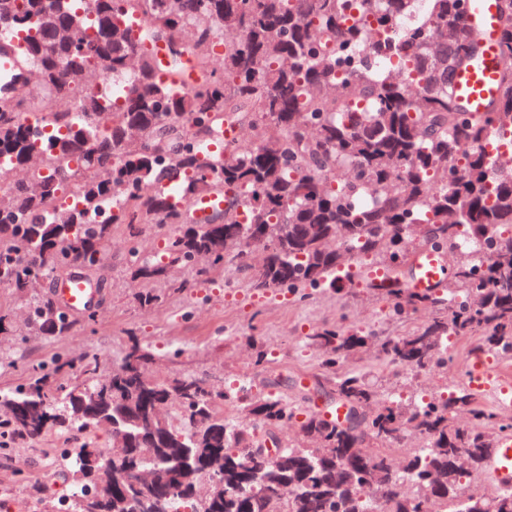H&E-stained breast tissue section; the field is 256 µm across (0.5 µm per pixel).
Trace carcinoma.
Segmentation results:
<instances>
[{
  "instance_id": "carcinoma-1",
  "label": "carcinoma",
  "mask_w": 512,
  "mask_h": 512,
  "mask_svg": "<svg viewBox=\"0 0 512 512\" xmlns=\"http://www.w3.org/2000/svg\"><path fill=\"white\" fill-rule=\"evenodd\" d=\"M465 10L462 0H431L419 15L416 0H92L87 11L80 0H0V27L24 41L43 93L67 99L44 133L17 117L23 98H0V159L24 171L0 198V266L68 271L105 260L120 226L135 241L142 224H171L162 255L129 250L143 307L165 298L164 285L190 291L233 266L258 293L286 288L305 300L335 287L351 244L365 259L349 287L386 301L395 321L428 313L396 336L336 323L306 337L336 402L360 413L350 425L313 411L304 393L268 391L271 381L157 379L147 371L152 351L137 342L106 376L95 353L54 359L0 390V434L84 433L62 470L72 512H174L177 503L187 512H365L370 490L383 512H512V487L462 491L464 479L483 475L493 443L512 437L511 417L467 384L379 405L359 365L373 352L402 372H441L446 336L512 358V167L491 172L487 152L512 140V6L501 4L499 92L484 112L465 111L450 88L476 43ZM155 41L167 48L160 68ZM187 55L198 78L184 92ZM92 73L119 80V111L85 84ZM241 124L249 138L222 140ZM220 140L223 148L208 149ZM457 151L460 167L449 160ZM42 157L53 171L33 181ZM74 179L82 194L67 205ZM211 196L224 207L200 224L192 203ZM462 231L495 245L492 258L460 251L441 288L408 287L401 268L412 254H444ZM175 267L187 277L176 279ZM379 269L389 276L374 277ZM46 287L12 279L24 311L1 308L0 334L25 341L87 326L64 318ZM245 341L270 371L261 337ZM290 423L299 438L285 442L277 430ZM100 430L133 455L110 463V449L93 440ZM409 435L427 450L408 447ZM269 442L280 449L273 460L263 453ZM214 454L224 457V496L206 509L194 491ZM109 475L112 498L85 496L86 483ZM283 485L288 496L274 503L260 493Z\"/></svg>"
}]
</instances>
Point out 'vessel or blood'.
Segmentation results:
<instances>
[{"mask_svg": "<svg viewBox=\"0 0 512 512\" xmlns=\"http://www.w3.org/2000/svg\"><path fill=\"white\" fill-rule=\"evenodd\" d=\"M466 22L479 43V55L470 65L455 69L450 83L456 99L467 111L482 112L498 94V0H470ZM445 274L443 256L421 250L409 270L407 283L419 292L433 291L442 286ZM53 295L70 313L78 314L88 302L90 290L82 278L74 277L55 288ZM466 378L476 392L497 390L499 406L512 410V382L500 379L488 361H473L468 367ZM484 480L490 486L512 482L511 437L500 440L492 448Z\"/></svg>", "mask_w": 512, "mask_h": 512, "instance_id": "vessel-or-blood-1", "label": "vessel or blood"}]
</instances>
